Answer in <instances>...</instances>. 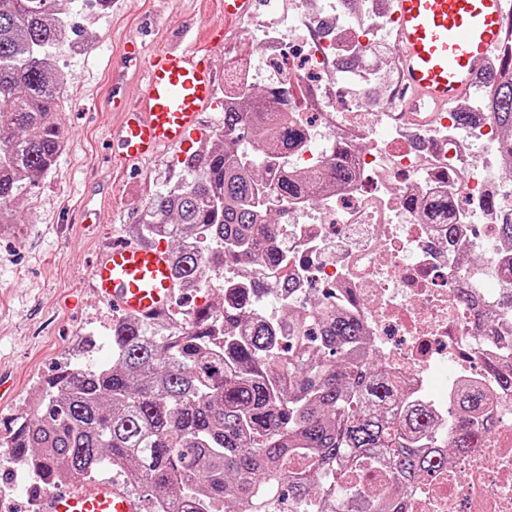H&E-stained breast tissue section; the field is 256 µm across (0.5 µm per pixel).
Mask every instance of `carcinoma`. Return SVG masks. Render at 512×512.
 Wrapping results in <instances>:
<instances>
[{
  "instance_id": "1",
  "label": "carcinoma",
  "mask_w": 512,
  "mask_h": 512,
  "mask_svg": "<svg viewBox=\"0 0 512 512\" xmlns=\"http://www.w3.org/2000/svg\"><path fill=\"white\" fill-rule=\"evenodd\" d=\"M0 0V237L16 227L13 202L56 167L65 135L58 56L76 36L60 2ZM475 85L512 152V51ZM222 131L189 154L182 179L145 206L131 236L170 246L176 287L195 292L204 275L247 261L274 265L270 243L280 215L263 216L268 192L298 199L355 178L330 144L328 173L291 174L282 165L303 133L271 125L264 95L240 93ZM505 284L497 309L512 318V257L499 264ZM270 288H232L220 305L187 312L185 326L152 335L121 316L110 327L111 357L76 360L45 379L24 414L0 432V448L47 476L92 480L105 466L132 478L167 512H390L441 464L424 445L431 412L406 401L364 347L358 321L314 306L288 309L276 322L249 312ZM310 346L282 355V332ZM478 386L457 393V447L486 417Z\"/></svg>"
}]
</instances>
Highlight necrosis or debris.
Masks as SVG:
<instances>
[{
	"mask_svg": "<svg viewBox=\"0 0 512 512\" xmlns=\"http://www.w3.org/2000/svg\"><path fill=\"white\" fill-rule=\"evenodd\" d=\"M292 14L299 25L289 24ZM251 26L261 40L255 51L228 55L226 93L258 82L285 88L288 99L272 108L306 132L288 157L289 171H324V146L333 140L346 146L358 175L314 201L272 199L286 218L276 240L279 264L247 262L225 271L223 281L206 278V287L288 279L297 285L287 300L294 307L323 285L325 306L359 321L368 349L406 395L424 399L432 385L439 391L432 446L453 460L425 477L405 512H512V390L487 368L512 359V339L479 336L473 307L459 294L466 283L482 305L495 304L492 262L512 254L494 235L500 211L484 206L494 196L512 208V190L501 189L500 128L488 112L459 126L458 101L430 119L394 111L397 62L378 49L393 33L388 0H363L355 16L285 0ZM346 56L358 57L359 66L340 70ZM365 86L379 88L378 111L360 109L356 92ZM342 96L350 103L341 110ZM478 143L486 150L480 161ZM469 381L489 396L491 432L477 447L457 448L453 403Z\"/></svg>",
	"mask_w": 512,
	"mask_h": 512,
	"instance_id": "obj_1",
	"label": "necrosis or debris"
}]
</instances>
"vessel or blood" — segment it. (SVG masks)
Returning <instances> with one entry per match:
<instances>
[{
    "instance_id": "b4317fda",
    "label": "vessel or blood",
    "mask_w": 512,
    "mask_h": 512,
    "mask_svg": "<svg viewBox=\"0 0 512 512\" xmlns=\"http://www.w3.org/2000/svg\"><path fill=\"white\" fill-rule=\"evenodd\" d=\"M261 0H223L225 23L253 16ZM396 19L394 52L407 112L443 111L466 95L512 19L506 0H389ZM125 55L138 66L135 99L119 100L120 119L109 129L118 162L127 164L161 149L188 150L206 112L217 110L216 74L208 53L169 46L145 53L137 39ZM89 282L103 302L128 317L148 319L165 313L175 295L172 263L164 243H113L89 270ZM43 512H143L141 499L103 478L79 484L45 500Z\"/></svg>"
}]
</instances>
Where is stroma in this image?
I'll use <instances>...</instances> for the list:
<instances>
[{
  "label": "stroma",
  "mask_w": 512,
  "mask_h": 512,
  "mask_svg": "<svg viewBox=\"0 0 512 512\" xmlns=\"http://www.w3.org/2000/svg\"><path fill=\"white\" fill-rule=\"evenodd\" d=\"M76 20L88 50L60 59L71 90L60 113L67 145L56 168L17 200L16 233L0 238V373L16 383L15 394L0 401L1 421L22 412L83 338L94 343L87 360L107 357L114 314L88 285L96 251L125 239L150 198L182 175L178 150L126 170L114 161L112 78L122 74L126 99L138 88L135 69L125 64V39L140 36L150 53L224 22L215 0H117L104 12L81 9Z\"/></svg>",
  "instance_id": "stroma-1"
}]
</instances>
